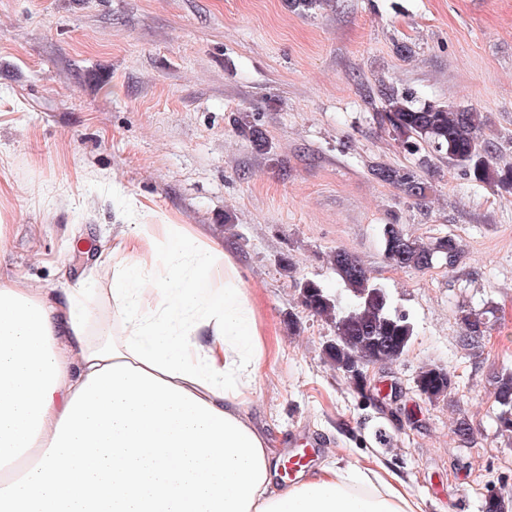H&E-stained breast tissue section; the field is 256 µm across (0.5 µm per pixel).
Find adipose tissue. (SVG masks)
Listing matches in <instances>:
<instances>
[{"instance_id": "obj_1", "label": "adipose tissue", "mask_w": 512, "mask_h": 512, "mask_svg": "<svg viewBox=\"0 0 512 512\" xmlns=\"http://www.w3.org/2000/svg\"><path fill=\"white\" fill-rule=\"evenodd\" d=\"M75 284L0 279V512H422L349 461L275 483L249 420L268 343L235 259L180 224L101 247Z\"/></svg>"}]
</instances>
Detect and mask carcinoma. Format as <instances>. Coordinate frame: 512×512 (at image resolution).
Segmentation results:
<instances>
[{"instance_id": "1", "label": "carcinoma", "mask_w": 512, "mask_h": 512, "mask_svg": "<svg viewBox=\"0 0 512 512\" xmlns=\"http://www.w3.org/2000/svg\"><path fill=\"white\" fill-rule=\"evenodd\" d=\"M359 93L372 107L373 122L402 150L416 157L411 166L371 163L369 171L378 181L398 187L410 198L424 199L430 186L420 171L429 170L434 161L446 158L476 182L512 190V166L497 164L493 144L484 137L486 123L476 109L420 102L413 93L384 83L376 88L363 85ZM237 131L256 150H270L271 145L257 124L243 118L237 121ZM381 242L385 259L402 269L426 271L442 263L452 271L464 257L457 238L444 236L427 243L409 236L395 222L383 225ZM329 263L340 288L332 292L313 280L299 281L296 288L305 309L334 328L335 336L326 349L327 360L353 381L356 391L364 396V368L402 358L411 344L414 325L409 316L392 309L387 290L371 281L354 254L338 249L330 255ZM458 320L463 327L462 341L472 345L496 325L497 308L463 307L458 311ZM414 383L430 402L448 399L455 388L454 375L436 366L422 367ZM490 386L497 406L499 433L512 439V371L493 374ZM511 506L512 497L493 493L485 498L482 509L512 512Z\"/></svg>"}]
</instances>
